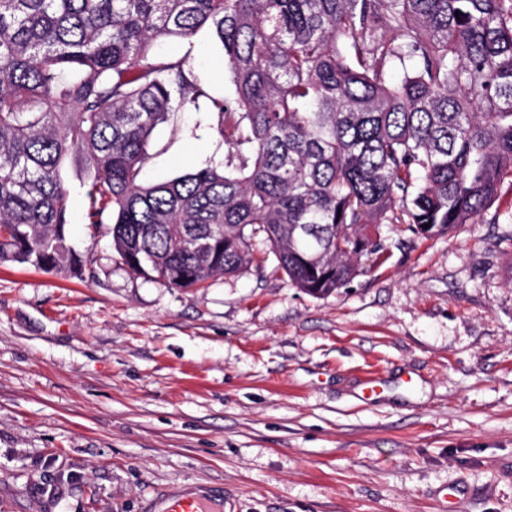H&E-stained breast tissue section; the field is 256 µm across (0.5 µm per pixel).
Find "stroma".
Returning <instances> with one entry per match:
<instances>
[{"label":"stroma","mask_w":512,"mask_h":512,"mask_svg":"<svg viewBox=\"0 0 512 512\" xmlns=\"http://www.w3.org/2000/svg\"><path fill=\"white\" fill-rule=\"evenodd\" d=\"M233 97L207 30L163 40ZM149 183L205 166L217 119L160 125ZM70 240L95 278L0 263V512H140L170 483L224 486L235 512H512V189L474 224L384 249L325 297L273 256L176 289L130 275L86 230L76 155Z\"/></svg>","instance_id":"obj_1"}]
</instances>
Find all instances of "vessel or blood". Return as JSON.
<instances>
[{"label": "vessel or blood", "instance_id": "vessel-or-blood-1", "mask_svg": "<svg viewBox=\"0 0 512 512\" xmlns=\"http://www.w3.org/2000/svg\"><path fill=\"white\" fill-rule=\"evenodd\" d=\"M143 512H224V487L201 482L172 484L147 499Z\"/></svg>", "mask_w": 512, "mask_h": 512}]
</instances>
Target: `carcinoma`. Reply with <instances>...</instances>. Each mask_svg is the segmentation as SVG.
<instances>
[{
	"label": "carcinoma",
	"mask_w": 512,
	"mask_h": 512,
	"mask_svg": "<svg viewBox=\"0 0 512 512\" xmlns=\"http://www.w3.org/2000/svg\"><path fill=\"white\" fill-rule=\"evenodd\" d=\"M202 28L231 99L154 51ZM190 107L217 116L224 159L143 182L154 131ZM72 154L90 237L111 225L131 274L200 288L260 243L330 295L380 225L449 233L512 185V0H0V262L83 276Z\"/></svg>",
	"instance_id": "obj_1"
}]
</instances>
